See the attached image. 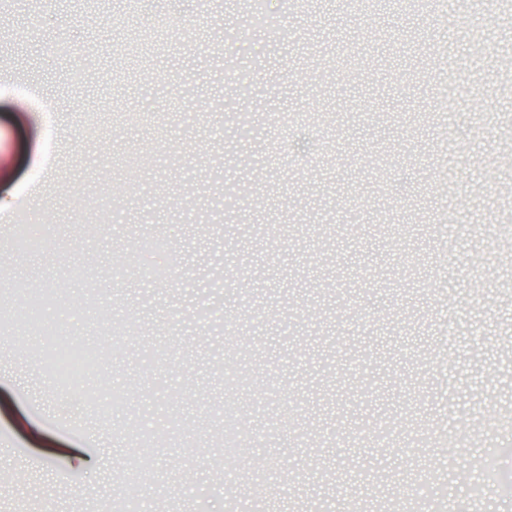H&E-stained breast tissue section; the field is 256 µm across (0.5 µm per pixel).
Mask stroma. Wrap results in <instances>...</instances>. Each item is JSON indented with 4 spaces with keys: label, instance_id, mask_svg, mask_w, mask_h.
Masks as SVG:
<instances>
[{
    "label": "stroma",
    "instance_id": "stroma-1",
    "mask_svg": "<svg viewBox=\"0 0 512 512\" xmlns=\"http://www.w3.org/2000/svg\"><path fill=\"white\" fill-rule=\"evenodd\" d=\"M337 3L271 0L255 33L237 0H11L0 192L13 224L50 221L27 249L0 223V314L17 320L0 335V512H117L132 485L144 512H252L270 473L267 512L315 493L353 512L358 485L394 512H426L421 485L435 512H512V488L476 505L464 480L512 409V21L471 19L470 0L412 17ZM474 21L504 53L478 49ZM228 193L265 205L228 216ZM330 207L327 264L291 228ZM130 258L167 279L115 280ZM68 342L96 362L80 403L41 373ZM209 407L236 436L221 470L193 433ZM158 428L163 445L138 448Z\"/></svg>",
    "mask_w": 512,
    "mask_h": 512
}]
</instances>
